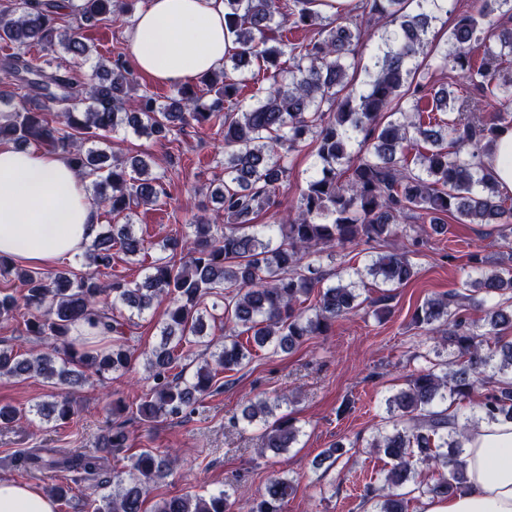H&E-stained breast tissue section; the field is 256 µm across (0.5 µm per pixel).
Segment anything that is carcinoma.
I'll return each mask as SVG.
<instances>
[{
    "label": "carcinoma",
    "instance_id": "obj_1",
    "mask_svg": "<svg viewBox=\"0 0 512 512\" xmlns=\"http://www.w3.org/2000/svg\"><path fill=\"white\" fill-rule=\"evenodd\" d=\"M321 0H224V26L234 49L224 65L200 78L215 91L204 102L195 87L182 85L161 101L135 90L132 67L117 54L110 66L99 60L89 83L52 60L30 53L60 44L74 58L91 57L75 34H57L56 0H12L0 10V43L8 49L0 69L14 78L17 106L0 113V142L38 145L62 154L90 180L93 201L115 218L166 196L165 175L151 173L147 155L124 159L86 147L128 126L147 137H167L191 123L224 127V180L212 188L215 218L200 216L181 236L166 240L167 256L147 268L141 283L108 281L69 268L44 273L0 260V276H15L18 296L0 295V319L22 318L26 335L42 350L0 347V375L40 377L78 386L89 377L106 378L130 368L125 322L155 304L167 302L161 341L151 350L154 386L136 407L145 422L177 416L199 397L213 392L219 375L247 364L250 346L282 351L319 336L358 302L364 277L392 288L417 275L412 260L430 226L453 216L468 224L512 223V203L490 180L484 157L496 132L512 126V0H473V12L452 27L449 45L430 36L439 16L452 15L456 0H360L345 16L329 20ZM133 0H79L82 22L112 20L131 24ZM298 28H314L309 43L284 38L275 17ZM384 22L382 46L365 67L367 90L354 95L348 72L358 66L356 47L374 23ZM482 55L473 57L474 46ZM288 57L283 67L282 57ZM457 73L458 94L434 90L424 60ZM270 70L271 82L256 101L230 108L248 67ZM446 112L437 120L424 113ZM316 144V161L294 215L279 224L255 220L275 206L288 173L289 153L306 140ZM401 235L400 249L369 256L364 268L347 275L322 264L325 248L380 242ZM148 250L133 225H104L85 248L86 265L112 268L114 253L137 256ZM462 285L489 297L512 294V269L487 272L476 252L469 255ZM336 277L337 282L325 281ZM222 295L224 343L211 350L204 340L206 299ZM129 311L123 322L118 307ZM485 310L468 321L461 312ZM412 324L430 336L426 366L385 398V426L366 447L390 460L383 484L360 494L371 512H407L406 496L446 498L467 481L464 448L471 428L481 422L512 420V305L484 309L472 294L450 291L428 298L412 314ZM247 338H242V335ZM202 344L213 363L191 379L171 374L188 345ZM492 385L467 414L459 405L481 387ZM285 397H260L241 419L262 428L264 449L288 452L303 434L298 420L276 416ZM36 413L64 422L75 401L57 396ZM121 424L111 425L98 453L73 455L58 448H30L20 454L25 467L68 471L75 484L96 477L105 458L127 447ZM346 453L336 443L314 461L333 465ZM174 459L152 448L131 457L130 479L112 476V492L94 512H144L146 485L166 478ZM435 474L420 479L418 465ZM295 492L292 480L273 477L258 499H241L233 488L207 498L185 494L164 502L158 512H281Z\"/></svg>",
    "mask_w": 512,
    "mask_h": 512
}]
</instances>
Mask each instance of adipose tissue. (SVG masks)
<instances>
[{
	"mask_svg": "<svg viewBox=\"0 0 512 512\" xmlns=\"http://www.w3.org/2000/svg\"><path fill=\"white\" fill-rule=\"evenodd\" d=\"M136 68L156 81L182 84L220 67L233 46L224 0H147L127 30ZM485 165L512 195V127L501 129ZM87 182L63 155L0 142V256L47 266L82 251L99 232ZM468 480L425 512H512V421L481 424L465 445ZM50 495L0 480V512H55Z\"/></svg>",
	"mask_w": 512,
	"mask_h": 512,
	"instance_id": "obj_1",
	"label": "adipose tissue"
}]
</instances>
